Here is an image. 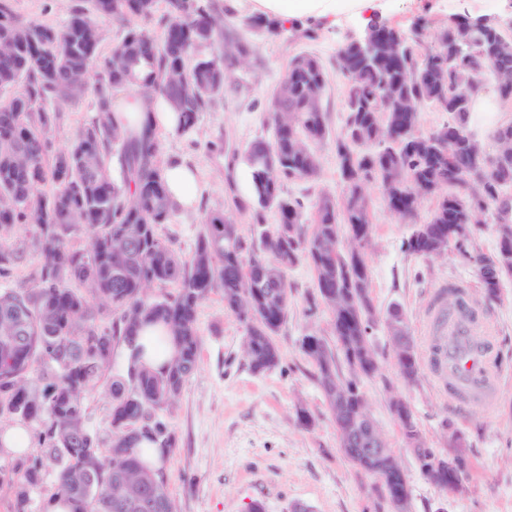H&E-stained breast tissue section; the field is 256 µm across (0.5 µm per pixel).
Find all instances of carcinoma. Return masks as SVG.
<instances>
[{"label": "carcinoma", "mask_w": 512, "mask_h": 512, "mask_svg": "<svg viewBox=\"0 0 512 512\" xmlns=\"http://www.w3.org/2000/svg\"><path fill=\"white\" fill-rule=\"evenodd\" d=\"M90 3V10L73 6L61 28L23 20L0 3V42L11 45L10 54L0 55V91H13L0 98V278H9L21 260L23 248L8 243L18 225L39 224L34 246L42 256L30 286L0 290V422L20 426L16 439L31 434L39 446L35 454L0 464V486L12 493L11 512H29L31 492L52 469L54 494L68 496L73 512H134L126 502L152 491L166 512H175L167 485L152 490L143 483L157 469L141 460L135 445L146 440L168 454L175 448L164 411L197 366V313L215 291L224 296V310L245 325L250 368L263 374L281 362L275 336L291 306L288 270L306 262L315 284L304 314L311 318L327 309L335 345L309 334L300 349L335 425L357 429L362 384L379 369L375 351L363 352L379 312L366 255H355L373 229L369 200L358 195L357 185L378 181L386 206L403 207L398 218L413 225L402 241L405 253L440 257L445 249L475 269L485 297L499 299L502 277L512 275V240L497 241L488 256L477 238L480 214L492 212L497 199L512 202L505 195L512 161L502 160L512 122L496 128L489 151L469 118L489 87L501 104L512 103V34L492 17L477 27L475 18L454 14L432 30L372 24L378 50L371 64L354 42L340 47L336 71L346 79L348 117L334 151L344 191L339 198L322 194L311 217L303 197L285 192L284 183L310 181L321 171L318 146L329 138L323 106L328 72L317 56L295 55L267 107L272 139L255 140L225 162V181L233 189L237 160L252 169V198L240 199L239 208L248 213L256 242L247 243L235 220L211 212L185 258L160 233L174 207L158 135L147 127L129 138L112 119V99L126 89L141 91L147 102L168 99V73L181 69L191 81L186 104L177 110V133H192L199 114L224 96L231 80L221 52L187 66L197 47L224 42V12L207 0H166L160 16L158 0ZM99 19L123 26L114 51L134 60L132 71L112 70V55L100 53ZM396 43L400 57L384 63ZM90 90L97 99L94 121L47 164L56 111L45 103L74 104ZM396 100L414 111L412 120L393 110ZM281 104L288 105L286 117L276 112ZM435 106L448 113V122L418 132L421 110ZM450 126L461 137L456 146L441 148ZM48 183L49 193L43 190ZM414 184L435 199L421 224ZM270 212L274 224L268 223ZM83 227L94 235L80 251L68 236ZM153 287L163 292L152 296ZM443 293L448 306L469 319L476 314L466 290L451 285ZM148 322L167 329L168 335L155 338V351L171 346L173 358L153 370L136 351L112 376V435L105 442L87 427L84 395L114 364L116 345L133 346ZM395 365L404 380L417 379L415 343L396 351ZM394 420L404 439L421 437L411 411ZM104 444L111 454L107 464L100 455Z\"/></svg>", "instance_id": "cac0c4a2"}]
</instances>
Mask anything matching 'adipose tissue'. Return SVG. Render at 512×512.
Wrapping results in <instances>:
<instances>
[{
    "label": "adipose tissue",
    "mask_w": 512,
    "mask_h": 512,
    "mask_svg": "<svg viewBox=\"0 0 512 512\" xmlns=\"http://www.w3.org/2000/svg\"><path fill=\"white\" fill-rule=\"evenodd\" d=\"M247 9L256 15L288 24L305 17H314L327 25H334L342 13H352L373 19L381 8V0H245ZM113 117L129 135H137L143 126L156 131L172 132L178 124L176 112L164 98L144 102L132 90H123L113 100ZM165 178L168 195L173 207L193 210L199 205L200 196L195 170L182 162L167 166Z\"/></svg>",
    "instance_id": "ef3b65f1"
}]
</instances>
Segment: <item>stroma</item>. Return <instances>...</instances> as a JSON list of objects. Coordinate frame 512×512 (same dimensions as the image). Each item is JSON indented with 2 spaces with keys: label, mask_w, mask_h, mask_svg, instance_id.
<instances>
[{
  "label": "stroma",
  "mask_w": 512,
  "mask_h": 512,
  "mask_svg": "<svg viewBox=\"0 0 512 512\" xmlns=\"http://www.w3.org/2000/svg\"><path fill=\"white\" fill-rule=\"evenodd\" d=\"M73 0H8L14 14L56 28L64 26ZM227 11L228 28L249 39L255 49L248 62L234 70L235 80L224 97L199 116L188 135L161 134L163 159H183L196 170L202 194L198 211L175 210L162 225L163 237L190 256L206 214L221 211L239 224L243 237L253 235L246 216L237 210L224 181V157L271 130L265 110L273 89L285 76L293 55L310 52L332 66L336 51L365 32L360 18L341 15L336 25L306 20L285 27L276 36L246 30L248 12L242 0H211ZM507 0H385L384 19L410 29L414 24L436 25L452 14L495 17ZM317 34L303 38L304 30ZM95 116L93 94L61 106L51 138L56 148L69 145L77 131ZM318 178L290 182L289 193L304 196L315 206L323 193L341 196L343 182L332 143L320 148ZM374 228L366 250L371 296L379 311L401 305L417 346L425 344V321L439 290L464 285L495 343L499 360L498 402L485 408L475 400L455 401L442 393L427 369L416 382L405 383L394 362L395 350L385 324H378L371 341L379 362L378 374L364 382L367 411L386 445L395 455L409 488L408 512H512V277L503 279L501 297L486 304L474 268L455 257L423 258L402 252L401 242L412 227L401 223L386 207L382 187L367 188ZM294 305L276 336L281 363L265 374H254L244 350L246 331L224 309L221 293H213L198 310L202 337L197 367L171 405L166 417L176 446L165 463L169 492L176 512H245L261 501L265 512H291L303 503L313 512H390L389 504L372 490L373 481L360 473L339 448L336 426L323 391L307 357L302 336L331 338L327 311L303 314L305 297L314 286V273L301 262L288 272ZM400 399L411 408L427 446L447 451L449 431L464 439L471 462L469 477L459 492H447L422 475L408 450L389 402ZM315 419L312 430L297 423L298 408Z\"/></svg>",
  "instance_id": "1"
}]
</instances>
